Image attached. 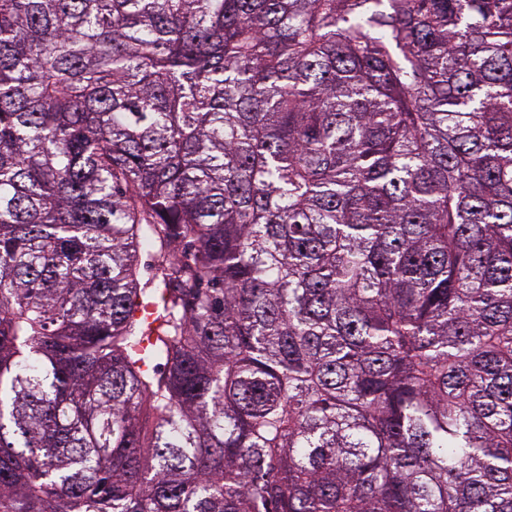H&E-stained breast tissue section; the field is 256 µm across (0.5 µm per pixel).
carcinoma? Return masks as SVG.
<instances>
[{"mask_svg":"<svg viewBox=\"0 0 512 512\" xmlns=\"http://www.w3.org/2000/svg\"><path fill=\"white\" fill-rule=\"evenodd\" d=\"M0 512H512V0H0Z\"/></svg>","mask_w":512,"mask_h":512,"instance_id":"1","label":"carcinoma"}]
</instances>
